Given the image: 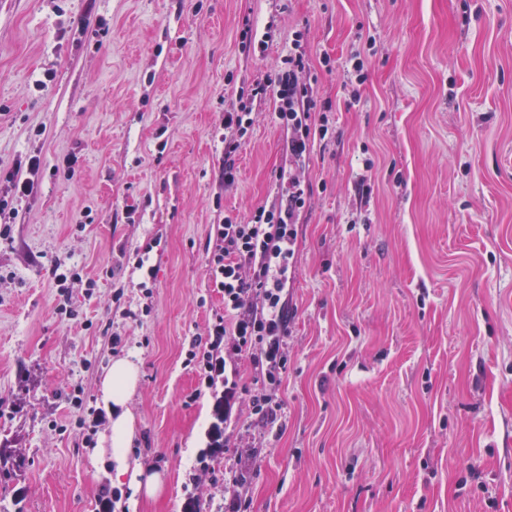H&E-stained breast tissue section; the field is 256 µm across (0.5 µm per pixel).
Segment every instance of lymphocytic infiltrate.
<instances>
[{
	"label": "lymphocytic infiltrate",
	"instance_id": "f902f5d3",
	"mask_svg": "<svg viewBox=\"0 0 512 512\" xmlns=\"http://www.w3.org/2000/svg\"><path fill=\"white\" fill-rule=\"evenodd\" d=\"M307 67L305 52L295 50L274 79L251 89L248 102L225 111L220 123L225 183L236 177L235 155L252 124V101L266 97L275 101L294 159L307 157L313 136L327 135V123H312L317 106L313 87L300 80ZM308 195L305 183L289 177L288 192L278 205L258 207L246 221L225 216L212 225L206 243L212 286L224 298V312L215 317L204 344L190 353L188 363L198 371L202 386L209 388L223 379L224 397L229 400L239 387L237 360H250L256 369L252 413L267 425L275 423L282 408L270 390L281 386L287 372L285 295L297 224Z\"/></svg>",
	"mask_w": 512,
	"mask_h": 512
}]
</instances>
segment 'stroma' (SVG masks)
<instances>
[{
    "mask_svg": "<svg viewBox=\"0 0 512 512\" xmlns=\"http://www.w3.org/2000/svg\"><path fill=\"white\" fill-rule=\"evenodd\" d=\"M297 42L331 134L290 165L255 103L225 184L223 112ZM33 153L0 240V448L25 460L0 466V512H98L110 426L80 429L68 394L100 409L125 356L131 455L164 488L119 484L115 512H224L242 468L247 512H512V0H0V169ZM285 168L311 194L283 406L266 428L232 401L206 471L216 398L186 364L224 311L205 245L277 203ZM57 262L79 274L63 290Z\"/></svg>",
    "mask_w": 512,
    "mask_h": 512,
    "instance_id": "35a3bbf8",
    "label": "stroma"
}]
</instances>
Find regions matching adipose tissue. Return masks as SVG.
<instances>
[{"mask_svg": "<svg viewBox=\"0 0 512 512\" xmlns=\"http://www.w3.org/2000/svg\"><path fill=\"white\" fill-rule=\"evenodd\" d=\"M139 382V367L127 357L113 360L101 380V402L111 418V430L107 439L108 468L106 474L113 479L131 478L136 489L147 497L157 496L164 480L159 473H144L142 466L131 457L135 439V419L129 401Z\"/></svg>", "mask_w": 512, "mask_h": 512, "instance_id": "obj_1", "label": "adipose tissue"}]
</instances>
